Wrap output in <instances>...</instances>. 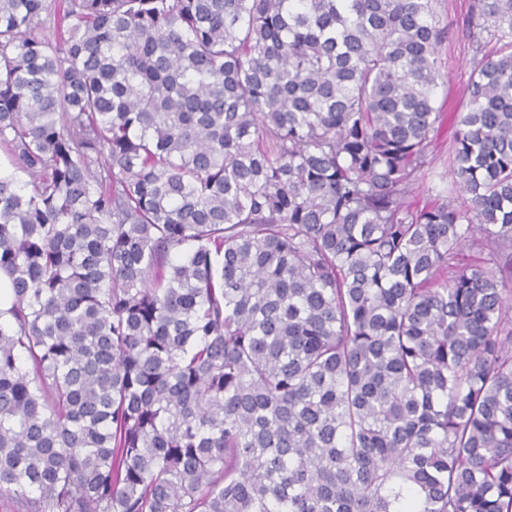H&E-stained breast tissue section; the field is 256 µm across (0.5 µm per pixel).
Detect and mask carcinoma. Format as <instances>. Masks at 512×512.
<instances>
[{
  "instance_id": "obj_1",
  "label": "carcinoma",
  "mask_w": 512,
  "mask_h": 512,
  "mask_svg": "<svg viewBox=\"0 0 512 512\" xmlns=\"http://www.w3.org/2000/svg\"><path fill=\"white\" fill-rule=\"evenodd\" d=\"M46 11L0 0V496L512 512V0L422 208L436 0ZM452 136L453 125L451 119L443 125L438 132H434V148L430 155V163L417 173L413 185V200L420 206L426 202L441 197L455 199L461 202V194L456 187L450 170L452 166Z\"/></svg>"
}]
</instances>
